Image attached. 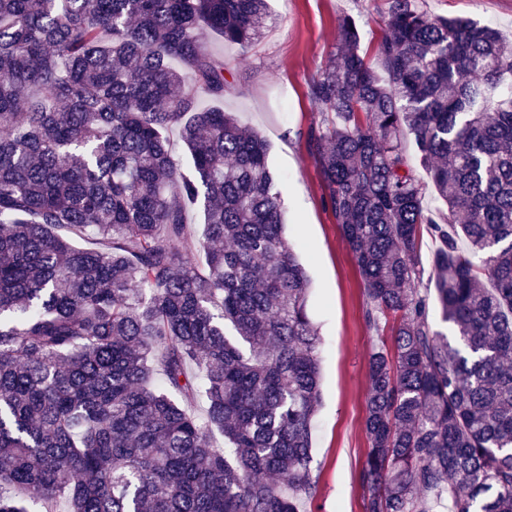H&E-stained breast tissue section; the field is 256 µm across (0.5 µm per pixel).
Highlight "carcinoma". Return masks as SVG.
<instances>
[{
	"instance_id": "cac0c4a2",
	"label": "carcinoma",
	"mask_w": 512,
	"mask_h": 512,
	"mask_svg": "<svg viewBox=\"0 0 512 512\" xmlns=\"http://www.w3.org/2000/svg\"><path fill=\"white\" fill-rule=\"evenodd\" d=\"M57 2L0 0V512H301L309 279L267 141L219 106L233 84L204 42L248 48L267 0ZM338 28L310 146L366 322L399 316L369 360L366 512H512V48L416 0H388L374 66ZM423 229L457 347L427 327ZM406 153L408 157L409 166L412 170V173L415 175V177L420 180L421 182L425 183L427 185V191L426 196L424 200L425 206L428 208L434 209L437 206H440V202L435 199L431 181L429 174L419 161V154L416 148V145L414 143L413 137L410 136L407 141L406 145ZM439 243L435 241V239L426 232L425 229L422 230L419 242V255L420 260L424 266V272L421 274V280L419 282L418 288L421 289L422 292H425V289L428 288V293L430 294L429 288H432V276L433 273L430 267L427 264V258L431 254V252L437 247ZM430 296L433 298V290H431Z\"/></svg>"
}]
</instances>
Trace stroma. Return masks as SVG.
Masks as SVG:
<instances>
[{"label": "stroma", "mask_w": 512, "mask_h": 512, "mask_svg": "<svg viewBox=\"0 0 512 512\" xmlns=\"http://www.w3.org/2000/svg\"><path fill=\"white\" fill-rule=\"evenodd\" d=\"M430 14L465 17L493 27L512 42V0H419ZM272 22L247 49L210 36L235 84L224 99L241 125L269 144L268 163L280 180L285 233L310 280L309 312L322 339L321 395L315 416L312 475L316 493L307 512H366L359 475L369 451L364 429L369 357L392 347L397 317L380 329L364 320L365 284L339 224L324 202L323 176L309 148L311 129L325 114L309 84L336 50V20L353 17L361 53L374 62L386 0H271Z\"/></svg>", "instance_id": "1"}]
</instances>
